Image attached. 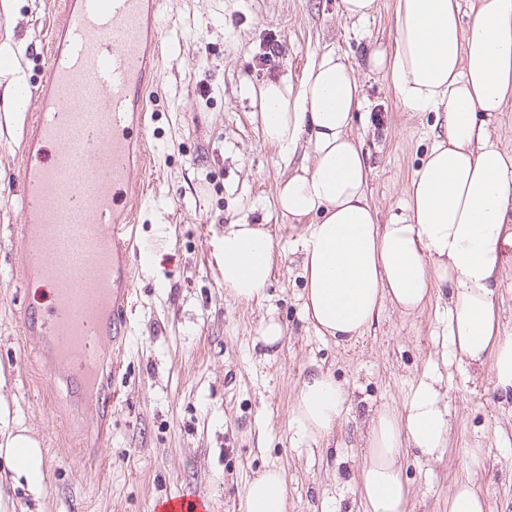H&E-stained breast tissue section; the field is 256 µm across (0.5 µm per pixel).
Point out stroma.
Here are the masks:
<instances>
[{"mask_svg":"<svg viewBox=\"0 0 512 512\" xmlns=\"http://www.w3.org/2000/svg\"><path fill=\"white\" fill-rule=\"evenodd\" d=\"M173 30L162 50V93L148 106L156 169L148 207L135 226L145 260L135 274L131 330L118 369L112 355L101 392L111 412L76 397L64 380L48 383L40 344L22 332L30 298L11 270L22 257V216L9 160H0V410L40 446L44 487L32 493L0 455V512H153L157 499L192 494L208 512H245L248 482L277 466L288 478L287 512H364L357 460L375 412L400 407L425 372L448 395L450 430L441 459L408 453V512H448L460 482L482 490L487 512H512V394L494 390L489 369L447 359L446 295L406 315L384 305L347 344L318 335L303 312L296 232L276 208L289 165L312 163L309 146L291 162L264 144L253 114L268 82L299 86L327 51L351 64L365 100L353 122L372 172L368 191L381 222L404 214L407 185L437 132L432 112H409L387 79L365 63L390 49L394 0L372 17H343L340 0H171ZM51 0H0V47L17 66L0 85L37 82ZM281 52L262 62L268 39ZM270 228L280 257L264 297L238 301L218 268L225 225ZM286 328L264 351L259 329ZM331 371L350 392L351 410L335 445L302 436L291 421L302 378ZM485 451L483 468L468 463Z\"/></svg>","mask_w":512,"mask_h":512,"instance_id":"1","label":"stroma"}]
</instances>
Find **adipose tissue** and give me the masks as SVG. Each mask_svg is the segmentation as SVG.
Listing matches in <instances>:
<instances>
[{"label": "adipose tissue", "mask_w": 512, "mask_h": 512, "mask_svg": "<svg viewBox=\"0 0 512 512\" xmlns=\"http://www.w3.org/2000/svg\"><path fill=\"white\" fill-rule=\"evenodd\" d=\"M392 49L367 57L386 76L403 108L441 114L440 131L408 187L404 215L380 223L370 203L369 167L351 134L361 88L350 67L323 54L299 87L269 83L258 90L266 143L291 158L301 142L314 162L282 180L279 214L297 229L304 314L315 331L338 342L360 336L383 305L410 314L448 295L445 339L459 363L489 368L495 386L512 391V336L499 333L494 305L497 253L512 225V150L489 128L512 106V0H395ZM270 231L245 222L225 226L219 263L225 290L250 301L263 295L275 263ZM348 392L315 369L302 381L294 420L306 435L335 434ZM449 412L440 380L424 375L402 408L371 418L358 464L364 512H407L405 449L441 458ZM0 447L33 487L43 482L36 441L13 431L0 413ZM287 477L277 467L245 490V512H286Z\"/></svg>", "instance_id": "obj_1"}]
</instances>
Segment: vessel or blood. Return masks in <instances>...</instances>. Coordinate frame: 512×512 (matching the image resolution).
<instances>
[{
  "mask_svg": "<svg viewBox=\"0 0 512 512\" xmlns=\"http://www.w3.org/2000/svg\"><path fill=\"white\" fill-rule=\"evenodd\" d=\"M38 84L12 88L24 286L48 294L21 320L52 369L98 395L107 346L123 339L133 282L129 219L147 203L148 89L158 84L169 0H59Z\"/></svg>",
  "mask_w": 512,
  "mask_h": 512,
  "instance_id": "b4317fda",
  "label": "vessel or blood"
}]
</instances>
